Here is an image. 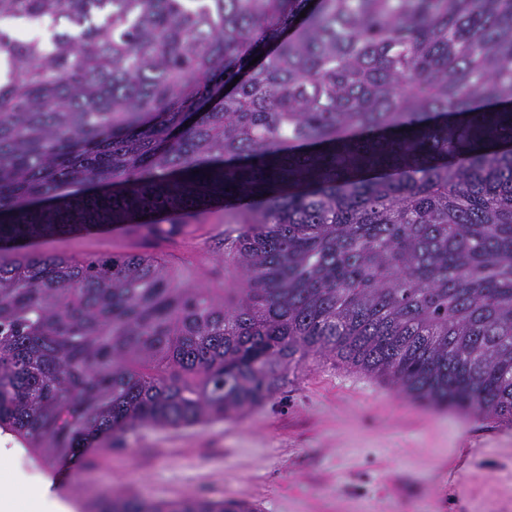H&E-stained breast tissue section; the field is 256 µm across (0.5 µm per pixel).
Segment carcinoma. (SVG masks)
I'll use <instances>...</instances> for the list:
<instances>
[{"label":"carcinoma","mask_w":512,"mask_h":512,"mask_svg":"<svg viewBox=\"0 0 512 512\" xmlns=\"http://www.w3.org/2000/svg\"><path fill=\"white\" fill-rule=\"evenodd\" d=\"M23 18L49 36L0 28L1 431L48 460L236 417L310 357L512 423V0H0ZM217 207L229 298L154 252L31 250Z\"/></svg>","instance_id":"obj_1"}]
</instances>
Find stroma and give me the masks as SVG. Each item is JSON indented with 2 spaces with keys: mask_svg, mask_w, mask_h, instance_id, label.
<instances>
[{
  "mask_svg": "<svg viewBox=\"0 0 512 512\" xmlns=\"http://www.w3.org/2000/svg\"><path fill=\"white\" fill-rule=\"evenodd\" d=\"M224 217L189 219L167 238L123 227L60 238L45 252L87 259L149 250L179 278L232 287L224 272ZM65 468L60 493L96 512L102 496L154 501L246 499L262 512H512V427L406 398L380 379L330 360L307 359L259 407L183 427L142 428L74 459L0 458V480Z\"/></svg>",
  "mask_w": 512,
  "mask_h": 512,
  "instance_id": "obj_1",
  "label": "stroma"
}]
</instances>
